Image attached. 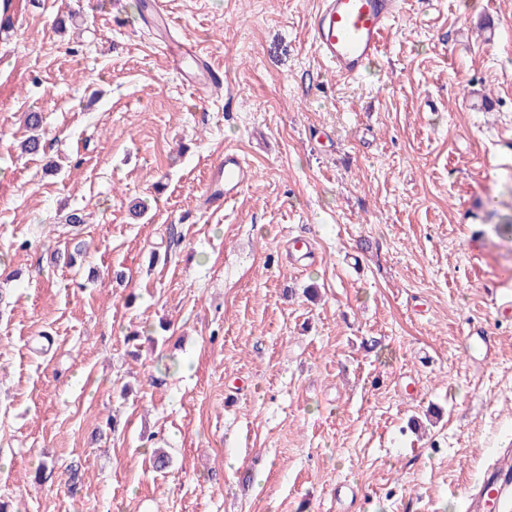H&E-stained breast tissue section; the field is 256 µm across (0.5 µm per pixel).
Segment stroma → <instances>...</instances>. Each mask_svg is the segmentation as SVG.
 <instances>
[{
  "label": "stroma",
  "mask_w": 512,
  "mask_h": 512,
  "mask_svg": "<svg viewBox=\"0 0 512 512\" xmlns=\"http://www.w3.org/2000/svg\"><path fill=\"white\" fill-rule=\"evenodd\" d=\"M16 2L8 512H465L512 448V0H401L356 78L316 55L320 0H164V35L139 0ZM180 41L223 96L174 68ZM28 112L38 155L18 148ZM227 147L255 175L208 210ZM78 239L75 266L54 261Z\"/></svg>",
  "instance_id": "1"
}]
</instances>
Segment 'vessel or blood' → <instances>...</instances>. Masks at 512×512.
Instances as JSON below:
<instances>
[{
    "instance_id": "1",
    "label": "vessel or blood",
    "mask_w": 512,
    "mask_h": 512,
    "mask_svg": "<svg viewBox=\"0 0 512 512\" xmlns=\"http://www.w3.org/2000/svg\"><path fill=\"white\" fill-rule=\"evenodd\" d=\"M398 12V0H322L311 24L314 45L321 59L346 77L362 73L375 58L386 30ZM190 86L218 91L224 81L216 76L210 57L192 43L182 45L172 57ZM254 177L249 164L233 149L211 165L205 184V203L219 209ZM512 501V455L498 458L482 489L467 497V512H485L490 506Z\"/></svg>"
}]
</instances>
